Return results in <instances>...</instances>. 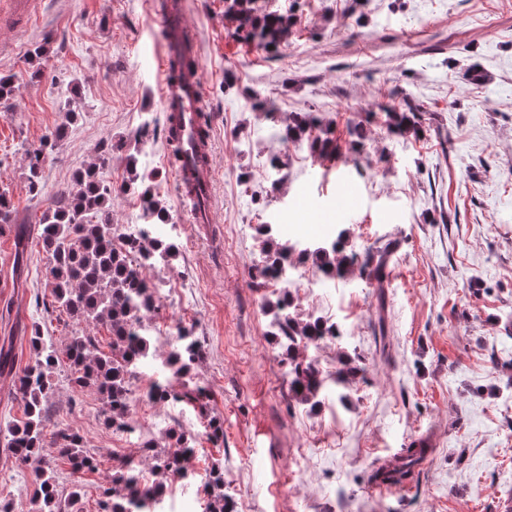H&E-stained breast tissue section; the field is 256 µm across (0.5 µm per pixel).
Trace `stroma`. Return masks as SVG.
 Segmentation results:
<instances>
[{
    "label": "stroma",
    "instance_id": "obj_1",
    "mask_svg": "<svg viewBox=\"0 0 512 512\" xmlns=\"http://www.w3.org/2000/svg\"><path fill=\"white\" fill-rule=\"evenodd\" d=\"M34 18L0 21V74L16 78L0 105V190L22 224L38 221L76 175L95 165L117 192L112 221L146 223L131 175L156 187L179 252L143 275L155 286L145 321L160 337L152 378L177 325L204 346L186 380L205 386V405L139 402L131 427L105 425L95 391L73 390L59 363L46 432L71 428L95 457L73 473L44 448L21 469L0 470V502L32 512L34 473L52 469L60 489L85 486L93 512L98 487L118 459L152 441L169 444L178 427L193 439L189 479L168 482L165 512H201L197 488L224 470L232 512H504L512 505V0H258L292 20L277 52L249 44L224 19V0H184L194 29L211 116L216 180L214 221L188 223L164 140L154 59L161 30L147 0H37ZM42 57H35V48ZM43 66L45 79L29 75ZM419 105L421 131L395 135L375 98ZM76 120H68V112ZM311 113L348 149L347 126L362 149L338 163L314 159L306 142L283 151L287 176L264 162L280 149L275 132L293 114ZM64 134L43 166L42 191L28 190L29 147ZM359 188L351 220L318 212L336 203V178ZM282 224L286 239L312 230L313 242L351 233L356 251L392 242L389 276L377 284L354 273L295 292L301 315L337 324L342 335L320 352L323 373L340 353L364 367L339 401L334 384L316 409L287 394L288 354L266 307L272 288L250 278L261 259V224ZM29 260L13 275V238H0V338L20 364L31 357L32 327L64 350L100 326L45 313L46 258L30 240ZM386 339L376 342L378 325ZM220 420L224 438L204 428ZM418 443L428 453L392 494L373 491L384 460Z\"/></svg>",
    "mask_w": 512,
    "mask_h": 512
}]
</instances>
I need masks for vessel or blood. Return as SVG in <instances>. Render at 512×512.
<instances>
[{
    "label": "vessel or blood",
    "mask_w": 512,
    "mask_h": 512,
    "mask_svg": "<svg viewBox=\"0 0 512 512\" xmlns=\"http://www.w3.org/2000/svg\"><path fill=\"white\" fill-rule=\"evenodd\" d=\"M151 11L164 32L158 59L160 98L168 129L181 148V160L173 168L179 196L190 205V221H214L211 198L214 188V163L210 140L197 134L198 114L203 109L200 67L180 70L181 54L195 50L196 42L185 19L182 0H152Z\"/></svg>",
    "instance_id": "1"
}]
</instances>
